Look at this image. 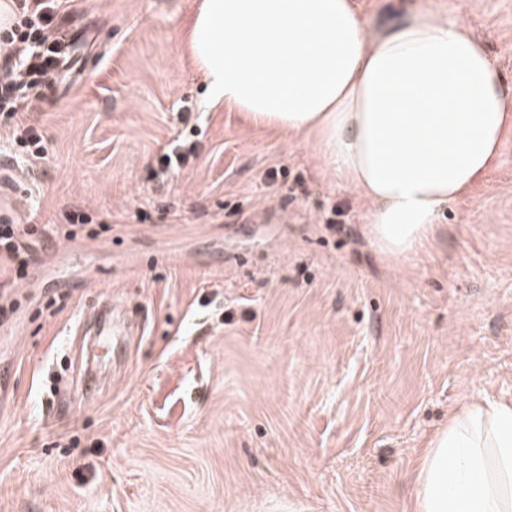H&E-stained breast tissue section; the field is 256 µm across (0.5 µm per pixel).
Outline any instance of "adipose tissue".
Masks as SVG:
<instances>
[{
  "instance_id": "adipose-tissue-1",
  "label": "adipose tissue",
  "mask_w": 512,
  "mask_h": 512,
  "mask_svg": "<svg viewBox=\"0 0 512 512\" xmlns=\"http://www.w3.org/2000/svg\"><path fill=\"white\" fill-rule=\"evenodd\" d=\"M186 44L214 100L312 142L393 260L431 242L512 132V89L455 19L410 11L375 29L353 0H199ZM410 512H512V401L480 394L451 413L419 456Z\"/></svg>"
}]
</instances>
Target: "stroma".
<instances>
[{
	"instance_id": "1",
	"label": "stroma",
	"mask_w": 512,
	"mask_h": 512,
	"mask_svg": "<svg viewBox=\"0 0 512 512\" xmlns=\"http://www.w3.org/2000/svg\"><path fill=\"white\" fill-rule=\"evenodd\" d=\"M193 3L73 0L70 53L26 115L44 165L26 170L0 127V217L79 211L99 232L40 240L26 279L0 274L17 301L0 322V512H405L449 412L512 399V135L422 253L384 258L304 136L208 100ZM355 3L376 25L461 19L512 87V0ZM189 126L195 156L159 182ZM108 297L145 331L88 403L76 329Z\"/></svg>"
}]
</instances>
